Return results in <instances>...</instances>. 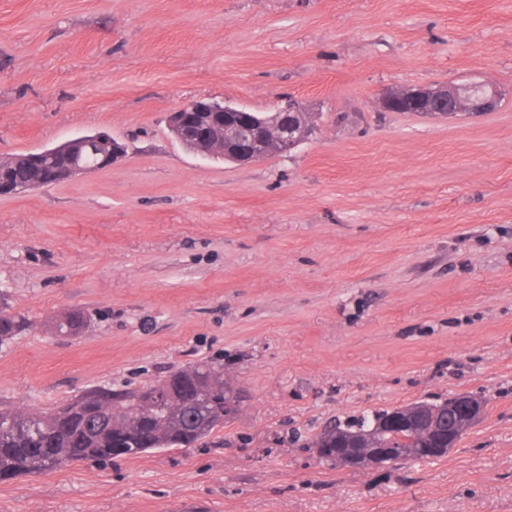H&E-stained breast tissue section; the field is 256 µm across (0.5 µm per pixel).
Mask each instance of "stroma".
<instances>
[{"label":"stroma","instance_id":"35a3bbf8","mask_svg":"<svg viewBox=\"0 0 512 512\" xmlns=\"http://www.w3.org/2000/svg\"><path fill=\"white\" fill-rule=\"evenodd\" d=\"M482 82L495 111L380 112ZM316 125L290 156H196L207 97ZM104 132L111 167L0 197V406L50 411L193 363L239 412L191 448L0 481V512H512V0H0V155ZM80 310L75 336L53 321ZM472 393L448 454L322 461L326 424ZM27 319L22 314L0 313V342H6L25 330Z\"/></svg>","mask_w":512,"mask_h":512}]
</instances>
